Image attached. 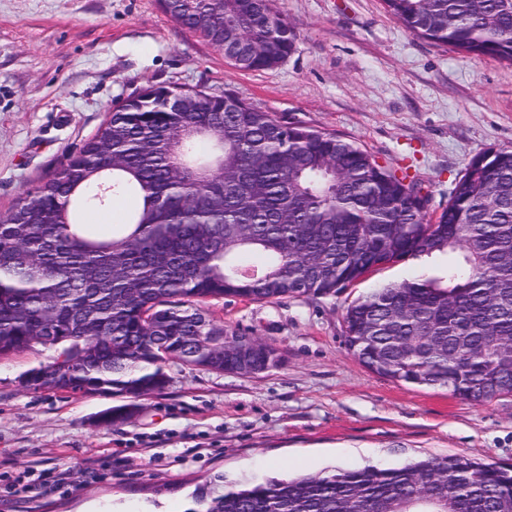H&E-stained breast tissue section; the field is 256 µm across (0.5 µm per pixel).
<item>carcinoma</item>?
Here are the masks:
<instances>
[{
    "instance_id": "cac0c4a2",
    "label": "carcinoma",
    "mask_w": 512,
    "mask_h": 512,
    "mask_svg": "<svg viewBox=\"0 0 512 512\" xmlns=\"http://www.w3.org/2000/svg\"><path fill=\"white\" fill-rule=\"evenodd\" d=\"M382 2L416 36L512 63V0ZM160 4L241 70L295 47L275 0ZM115 201L131 206L99 238L85 216ZM419 256L436 268L346 308L345 346L395 382L474 404L511 395V149L474 157L432 218L415 184L333 133L151 85L0 220V357L58 346L30 386L129 399L162 392L171 365L241 375L205 303L317 299ZM252 360L280 354L256 338ZM184 512H512V467L452 456L228 488L218 474Z\"/></svg>"
}]
</instances>
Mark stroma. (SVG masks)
<instances>
[{"label": "stroma", "mask_w": 512, "mask_h": 512, "mask_svg": "<svg viewBox=\"0 0 512 512\" xmlns=\"http://www.w3.org/2000/svg\"><path fill=\"white\" fill-rule=\"evenodd\" d=\"M297 33L277 68L243 71L182 30L157 0H0V217L67 163L113 102L153 84L231 92L331 132L407 174L438 214L470 160L512 147V63L413 35L381 0H277ZM405 259L345 292L210 311L281 363L253 376L171 367L164 393L127 422L115 397L36 390L58 357L0 358V512H185L215 474L226 486L465 455L512 465V396L483 404L377 376L343 342V312ZM63 471L52 490L43 484Z\"/></svg>", "instance_id": "35a3bbf8"}]
</instances>
